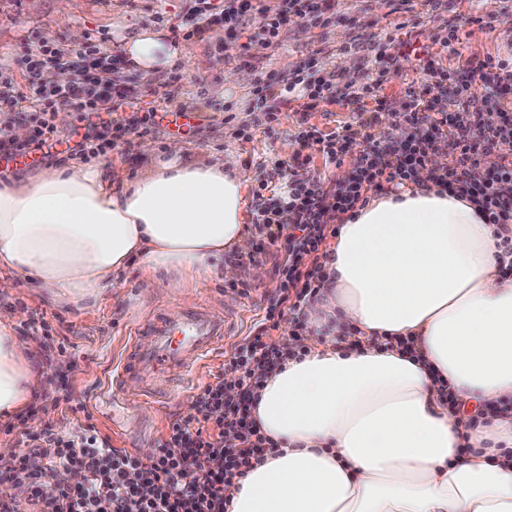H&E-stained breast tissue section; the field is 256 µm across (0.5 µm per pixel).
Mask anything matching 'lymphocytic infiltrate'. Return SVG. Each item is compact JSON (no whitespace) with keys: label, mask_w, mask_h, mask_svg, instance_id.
I'll return each instance as SVG.
<instances>
[{"label":"lymphocytic infiltrate","mask_w":512,"mask_h":512,"mask_svg":"<svg viewBox=\"0 0 512 512\" xmlns=\"http://www.w3.org/2000/svg\"><path fill=\"white\" fill-rule=\"evenodd\" d=\"M334 5L335 0H281L277 13L261 15L253 0H224V24L236 34L243 21L258 16L261 45L274 47L291 17L317 24L332 14ZM80 55L85 66L78 73L45 46L27 57L28 90L43 108L32 117L29 143H16L0 129V156L22 157L53 147L57 102H65L80 124L94 130L104 124L106 103L120 105L136 97L135 87L99 46L85 45ZM318 64V58H310L293 78L306 89L304 111L341 101L353 106L357 119L326 134L302 129L298 139L302 148L318 150L326 164L347 161L351 168L343 183L330 186L307 170L306 160H295L286 189L256 210L258 238L251 252L258 255L267 245L281 244L273 256L280 284L267 300L260 334L237 348L227 364L235 379L218 376L199 386L194 415L173 422L147 457L113 448L81 401L71 406L66 431L21 432L18 454L0 466V483L15 486L18 493L0 499V512H228L231 488L278 447L250 413L268 374L292 356L269 334L290 315L296 328L304 329L303 308L324 283L320 248L335 235L338 215L366 204L368 190H397L432 169L436 185L475 202L486 222L497 228L502 257L512 259V160H503L490 174L479 164L480 156L512 141V53L465 60L464 69L479 71L487 84L477 97L455 81L454 69L423 50L419 68L425 86L408 90L397 104L378 96L377 78L338 93L336 74L318 75ZM49 68L62 76L57 85L40 81ZM290 103L288 88L270 75L252 91L251 109L270 131ZM383 120L388 123L384 131L378 128ZM440 150L449 158L443 166L435 158ZM63 468L82 472V483H59L56 475ZM143 484L150 486V495L140 493Z\"/></svg>","instance_id":"lymphocytic-infiltrate-1"}]
</instances>
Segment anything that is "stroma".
<instances>
[{
  "instance_id": "35a3bbf8",
  "label": "stroma",
  "mask_w": 512,
  "mask_h": 512,
  "mask_svg": "<svg viewBox=\"0 0 512 512\" xmlns=\"http://www.w3.org/2000/svg\"><path fill=\"white\" fill-rule=\"evenodd\" d=\"M336 11L323 26H313L303 20L289 24L280 46L243 49L242 42L231 35L222 39L181 40L183 55L168 72L159 73L155 80L138 81V99L132 105L112 114L113 124L122 123L131 112H146L151 108L193 113L196 128L193 138L184 142L186 160L208 162L234 154L248 174V207L256 209L260 186L269 192L280 191L288 181V170H275L276 161L292 160L284 152V142L295 141L300 130V116L294 110L282 112L274 133L265 132L249 111L251 92L257 80L274 72L289 80L294 70L309 56L322 55L326 68L340 76L341 84L360 86L375 77L366 58L349 52L355 36L379 40L397 17L390 12L389 0H336ZM193 0H0V85L14 86L25 92L27 73L23 59L41 45H49L74 68L83 62L76 52L80 43L99 42L103 51L122 54L123 45L135 38L142 29L169 30L178 24H192ZM496 8V0H447L440 16H417L418 31L430 35L436 29L460 22L471 13H488ZM80 30V42H72L73 30ZM512 45V28L496 25L495 29L466 26L458 41L448 48L436 49L435 54L445 67L457 66L473 54L497 53ZM180 75L181 88L173 100H164L161 85L168 75ZM140 138L131 143H117L106 153L95 156L103 173L119 166L129 177L140 176L150 165L143 155ZM262 268L265 280H257L254 268ZM177 274L173 271H145L139 260H131L98 296L78 302H54L44 295L33 280L18 281L9 293L0 294V317L14 318L13 331L17 339L31 336L32 324L45 321L50 326L48 338L42 339L39 364L55 362L60 356L59 344L73 347L78 356L77 368L56 370L62 381L59 395L84 401L93 422L112 447L136 453L152 450L156 439L166 435L170 424L192 413V397H173L164 412H157L144 403L137 389L124 392L123 416L125 433L112 435L103 413V401L108 389L112 366L117 358L125 333L133 322L160 308L186 309L208 303L215 311L227 312L233 334L224 340L223 356L211 361L196 384L212 381L224 371V356L235 345L252 336L253 327L264 314L271 283L277 277L271 259L240 266L235 278L227 279L216 273L205 283L184 280L174 287ZM64 428L60 410L43 399L35 401L18 415L13 423L0 420V444L16 442L19 431L41 430L47 426ZM13 434H6V427Z\"/></svg>"
}]
</instances>
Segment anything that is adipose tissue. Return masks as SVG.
<instances>
[{
	"label": "adipose tissue",
	"instance_id": "adipose-tissue-1",
	"mask_svg": "<svg viewBox=\"0 0 512 512\" xmlns=\"http://www.w3.org/2000/svg\"><path fill=\"white\" fill-rule=\"evenodd\" d=\"M123 50L145 80L180 55L152 30ZM181 153L172 144L133 180L78 161L0 181V292L30 277L50 297L84 299L135 257L199 282L234 277L215 262L247 247L248 177L235 157L186 165ZM331 250L307 316L338 328L268 375L251 415L279 447L228 512H512V462L497 449L512 447V419L472 426L442 397H512V276L493 225L423 176L343 216ZM38 349L0 322V416L31 402Z\"/></svg>",
	"mask_w": 512,
	"mask_h": 512
}]
</instances>
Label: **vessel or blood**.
I'll use <instances>...</instances> for the list:
<instances>
[{"mask_svg": "<svg viewBox=\"0 0 512 512\" xmlns=\"http://www.w3.org/2000/svg\"><path fill=\"white\" fill-rule=\"evenodd\" d=\"M231 323L209 307L169 308L142 318L128 333V349L112 369L109 398L122 404L123 392L139 388L146 404L164 409L167 396L154 386L156 378L174 372V385L186 388L216 352L224 348Z\"/></svg>", "mask_w": 512, "mask_h": 512, "instance_id": "obj_1", "label": "vessel or blood"}]
</instances>
